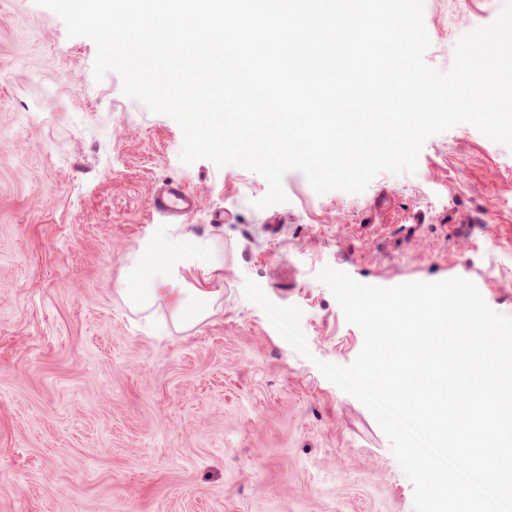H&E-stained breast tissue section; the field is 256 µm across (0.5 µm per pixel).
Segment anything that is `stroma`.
Listing matches in <instances>:
<instances>
[{
	"mask_svg": "<svg viewBox=\"0 0 512 512\" xmlns=\"http://www.w3.org/2000/svg\"><path fill=\"white\" fill-rule=\"evenodd\" d=\"M502 0H424L425 62ZM94 43L35 0H0V512H413V487L370 411L318 370L351 364L361 330L324 267L375 282L467 273L512 316V148L461 124L429 137L415 173L359 194L316 193L292 170L286 202L235 166L180 159L170 117L95 80ZM186 183L192 214L151 207ZM215 297L187 325L161 296L134 309L126 273ZM256 281L302 312L300 355L244 295Z\"/></svg>",
	"mask_w": 512,
	"mask_h": 512,
	"instance_id": "obj_1",
	"label": "stroma"
}]
</instances>
